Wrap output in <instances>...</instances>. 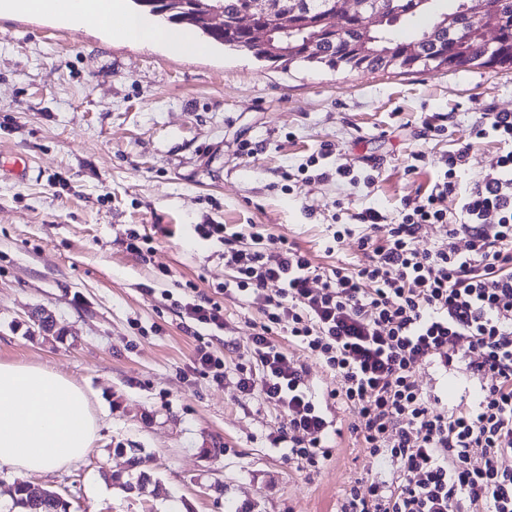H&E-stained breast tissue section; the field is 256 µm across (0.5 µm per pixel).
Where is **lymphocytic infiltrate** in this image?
Segmentation results:
<instances>
[{"label": "lymphocytic infiltrate", "instance_id": "1", "mask_svg": "<svg viewBox=\"0 0 512 512\" xmlns=\"http://www.w3.org/2000/svg\"><path fill=\"white\" fill-rule=\"evenodd\" d=\"M478 139L499 143L464 194L454 178L470 147L424 193L404 198L396 216L369 207L355 218L367 263L319 270L287 237L198 224L224 246L231 288L260 313L238 364L242 393L282 409L274 436L290 460H329L339 430L331 405L352 409L367 457L392 462L390 480L357 481L336 512H512V112L485 113ZM441 241L421 250L429 225ZM296 345L341 383L316 400ZM431 361L480 382L473 398L435 407L414 369Z\"/></svg>", "mask_w": 512, "mask_h": 512}]
</instances>
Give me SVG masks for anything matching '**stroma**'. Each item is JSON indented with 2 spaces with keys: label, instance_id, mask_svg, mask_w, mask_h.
<instances>
[{
  "label": "stroma",
  "instance_id": "35a3bbf8",
  "mask_svg": "<svg viewBox=\"0 0 512 512\" xmlns=\"http://www.w3.org/2000/svg\"><path fill=\"white\" fill-rule=\"evenodd\" d=\"M492 111L512 112V66L267 65L211 44L175 51L48 15L1 17L0 362L64 375L100 425L82 460L31 485L62 494L69 512H336L350 483L390 479L393 464L369 462L354 412L339 404L342 434L318 468L272 447L286 415L236 385L258 308L221 294L232 278L224 246L194 227L258 226L318 266L357 267L367 256L356 237L334 243L337 222L367 207L395 215L466 143L458 181L468 189L499 150L471 137ZM324 144L332 152L319 167L331 176L305 182L300 167ZM340 166L378 181L350 185ZM132 228L150 258L126 250ZM192 284L224 306V329L202 337L224 360L220 385L191 369L198 339L176 304ZM38 308L55 315L57 335L33 324ZM415 376L451 405L468 384L428 362ZM129 448L153 477L132 492L111 481L127 473Z\"/></svg>",
  "mask_w": 512,
  "mask_h": 512
}]
</instances>
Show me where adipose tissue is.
Wrapping results in <instances>:
<instances>
[{
    "mask_svg": "<svg viewBox=\"0 0 512 512\" xmlns=\"http://www.w3.org/2000/svg\"><path fill=\"white\" fill-rule=\"evenodd\" d=\"M14 11L51 13L77 27L94 24L129 42L194 46L185 34L159 29L135 13H123L112 26L98 0H77L67 10L58 0H0V14ZM98 428L86 393L72 381L39 366L0 362V464L22 476L67 467L89 452Z\"/></svg>",
    "mask_w": 512,
    "mask_h": 512,
    "instance_id": "ef3b65f1",
    "label": "adipose tissue"
}]
</instances>
